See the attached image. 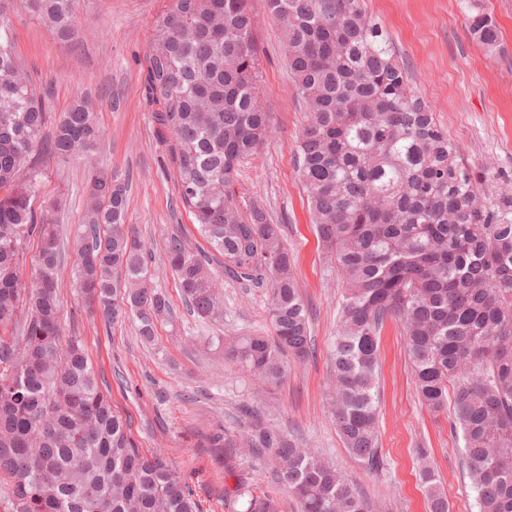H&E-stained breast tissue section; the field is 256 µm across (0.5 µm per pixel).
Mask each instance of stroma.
I'll use <instances>...</instances> for the list:
<instances>
[{
    "instance_id": "obj_1",
    "label": "stroma",
    "mask_w": 512,
    "mask_h": 512,
    "mask_svg": "<svg viewBox=\"0 0 512 512\" xmlns=\"http://www.w3.org/2000/svg\"><path fill=\"white\" fill-rule=\"evenodd\" d=\"M166 0H78L76 38L63 43L45 22L24 8L11 16L12 45L32 84L44 95L52 119L87 96L105 131L99 148L64 161L42 164L35 209L65 228L85 214L88 178L99 167L129 184L127 223L144 242L153 284L170 302L173 319L160 322L153 344L142 343L132 321L111 325L94 318L73 288L72 256L59 268L64 336L81 337L113 405L131 418V433L142 454L164 449L181 472L198 512H244L235 499L239 482L267 489L271 470L254 477L242 443L255 424L282 439L322 448L330 462L381 512H426L416 448L431 461L448 494L450 512H476L474 492L464 477L463 441L450 426L448 410L422 405L404 354L400 327L387 323L380 336L378 435L382 471L371 474L349 456L337 432L330 404V344L339 321L341 288L336 267L323 254L308 212L295 159L303 108L288 70L283 36L268 16L259 15V99L275 135L258 155L243 161L236 176L241 209L261 204L295 256L299 291L309 310L315 353L288 365L276 384L264 383L239 365L225 363L208 347L209 336L270 332L266 289L224 280V320L207 325L189 314L169 268L165 242L182 230L191 247L201 246L194 218L179 208L169 166L170 134L152 121L157 106L145 90L148 38ZM366 10L388 32L404 62L412 91L430 105L447 129L464 163L487 194L512 188V0H480L500 31V46L488 53L468 33L460 0H364ZM221 369L211 379V369ZM232 442L211 447L213 437Z\"/></svg>"
}]
</instances>
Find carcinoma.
I'll use <instances>...</instances> for the list:
<instances>
[{
	"instance_id": "cac0c4a2",
	"label": "carcinoma",
	"mask_w": 512,
	"mask_h": 512,
	"mask_svg": "<svg viewBox=\"0 0 512 512\" xmlns=\"http://www.w3.org/2000/svg\"><path fill=\"white\" fill-rule=\"evenodd\" d=\"M288 48L304 106L297 141L318 238L342 276L332 343L336 430L354 460L383 468L378 451L379 334L403 330L416 392L450 406L462 467L477 512H512V189L481 194L456 142L435 121L388 32L363 0H265ZM76 0H0V512H196L180 473L161 450L147 456L131 419L112 406L81 341L62 336L58 271L63 230L37 214L38 163L99 144L86 100L51 122L43 95L21 73L10 15L23 7L64 42L76 36ZM251 0H169L152 25L146 89L154 122L172 137L178 199L208 249L179 235L166 259L189 312L224 317L212 264L269 291L272 335L208 336L224 360L276 383L287 358L313 343L293 254L279 226L237 202L235 176L272 133L260 104V50ZM468 32L499 47L493 19L478 11ZM128 185L94 176L83 224L72 237L76 289L108 323L131 318L144 343L173 318L152 286L141 239L125 223ZM48 242L30 280L20 273L30 237ZM260 466L274 462L278 491L248 496L246 512H374L319 448L265 430L246 439ZM428 512H449L425 448L416 450Z\"/></svg>"
}]
</instances>
